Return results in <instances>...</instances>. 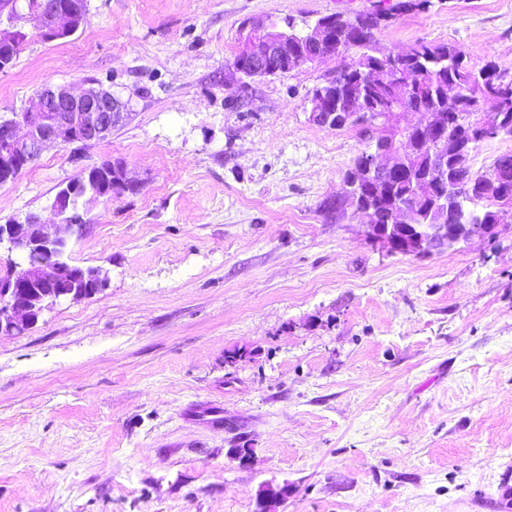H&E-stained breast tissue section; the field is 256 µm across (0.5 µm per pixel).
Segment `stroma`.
Instances as JSON below:
<instances>
[{"label": "stroma", "instance_id": "obj_1", "mask_svg": "<svg viewBox=\"0 0 512 512\" xmlns=\"http://www.w3.org/2000/svg\"><path fill=\"white\" fill-rule=\"evenodd\" d=\"M377 4L89 0L77 34L29 31L0 117L91 81L132 113L0 185V224L55 222L107 159L144 185L78 207L67 256L106 288L0 335V512H255L267 483L290 488L276 512H512V209L457 248L388 253L331 208L365 147L309 119L336 59L246 89L230 67L246 19ZM378 41L506 66L512 0H436Z\"/></svg>", "mask_w": 512, "mask_h": 512}]
</instances>
